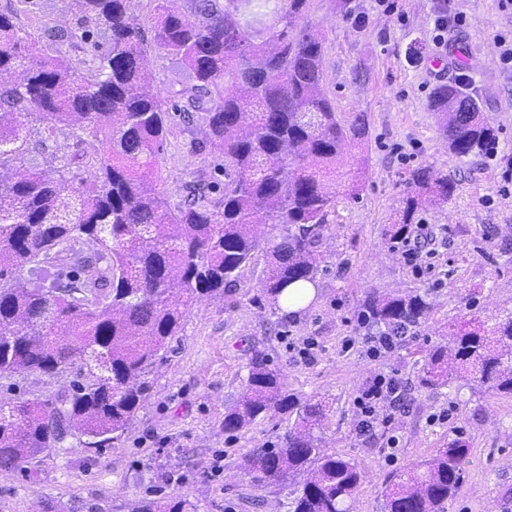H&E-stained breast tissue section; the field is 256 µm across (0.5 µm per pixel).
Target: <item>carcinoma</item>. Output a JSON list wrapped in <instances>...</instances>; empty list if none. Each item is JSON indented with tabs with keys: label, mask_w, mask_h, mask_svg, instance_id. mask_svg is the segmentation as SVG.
I'll list each match as a JSON object with an SVG mask.
<instances>
[{
	"label": "carcinoma",
	"mask_w": 512,
	"mask_h": 512,
	"mask_svg": "<svg viewBox=\"0 0 512 512\" xmlns=\"http://www.w3.org/2000/svg\"><path fill=\"white\" fill-rule=\"evenodd\" d=\"M108 38L93 43L92 66L82 73L67 57L37 48L17 24L18 10L0 11V170L24 167L38 113L48 129L73 123L81 135L108 145L94 160L93 187H67V168L27 169L0 180V377L55 374L74 368L72 391L54 401L0 402V467L29 464L64 438L67 420L98 447L121 435L149 391L156 357L182 329L190 304L204 295L232 297L240 271L260 250L269 256L262 294L271 308L291 285L316 283L314 248L336 212L337 194L354 199L361 185L337 191L344 151L368 136L365 117L337 118L323 89V40L300 24L311 0H155L154 41L190 70L195 84L185 104L206 127L202 147L222 159L224 181L199 174L176 204L149 192L153 164L166 141L170 111L143 73L144 35L128 14L129 0H72ZM432 111L443 122L456 156L497 141L477 101L464 86L439 85ZM414 192L389 225V239L406 238L418 206L446 202L453 185L431 167L412 174ZM278 226L271 241L258 223ZM94 250L67 266L74 243ZM55 268L50 287L24 288L26 270ZM367 317L401 337L426 322L430 304L415 292L376 297ZM452 347L429 351L421 382L440 386L452 377L512 394V312L487 330L451 334ZM269 413L296 415L279 444L244 456L260 485H281L300 471L292 512H350L360 485L358 463L321 447L317 431L328 419L316 403L288 393L280 370L255 358L246 391L224 413V430L247 428ZM467 448H440L398 475L384 494L383 512H445L463 480ZM176 497L141 502L135 512H188Z\"/></svg>",
	"instance_id": "carcinoma-1"
}]
</instances>
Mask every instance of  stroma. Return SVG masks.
Segmentation results:
<instances>
[{"instance_id":"stroma-1","label":"stroma","mask_w":512,"mask_h":512,"mask_svg":"<svg viewBox=\"0 0 512 512\" xmlns=\"http://www.w3.org/2000/svg\"><path fill=\"white\" fill-rule=\"evenodd\" d=\"M437 0H397L384 14L375 0H312L306 23L323 38V84L339 116L365 115L369 136L348 152L338 179L359 180L358 200L339 199L318 245L315 295L292 315L261 302L265 252L243 269L233 299L194 301L150 374L149 393L125 433L98 448L68 436L38 458L35 471L0 472V512H131L141 500L179 496L196 512H289V488L260 487L246 474L244 456L291 429L285 414L260 417L247 429L224 430V411L240 398L255 353L277 366L301 401L329 403L323 446L355 459L362 471L351 512H381L395 474L430 459L459 441L468 454L465 477L447 512H512V394L463 379L442 387L420 382L426 353L448 345L452 325L471 320L494 324L512 312V68L499 58L496 36L512 38V14L496 0H448L465 15L455 34L458 55L445 68L432 64L442 47L432 34ZM153 0H131L129 12L144 33L145 67L154 87L168 92L190 87L184 67L154 41ZM363 23H356V16ZM48 53L62 51L76 68L90 58L87 45L56 41L55 29L106 35L68 0H32L19 19ZM467 71L468 92L498 131L497 153L457 157L450 153L435 112L436 85L454 84ZM26 165L68 167L72 185L91 172L75 161L80 147L72 126L47 129L28 116ZM205 129L172 126L153 174L158 191L178 202L185 184L212 172L203 149ZM432 167L454 191L448 202L419 207L411 232L425 246L409 261L386 231L403 206L413 171ZM424 292L432 307L425 323L373 357L364 337L376 333L361 322L365 302L376 295ZM400 382V401L377 405L374 430L362 434L357 398L375 378ZM74 370L0 378V400H54L69 390Z\"/></svg>"}]
</instances>
